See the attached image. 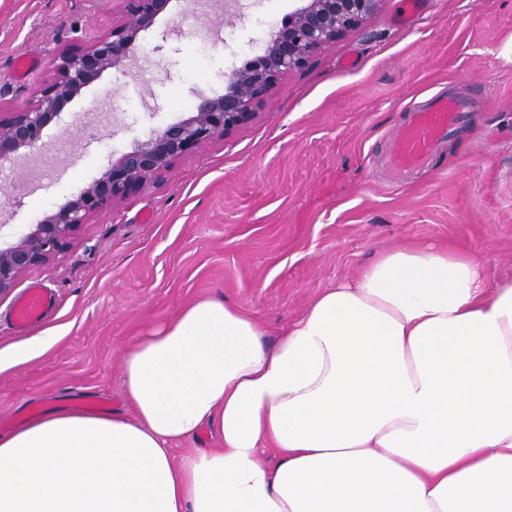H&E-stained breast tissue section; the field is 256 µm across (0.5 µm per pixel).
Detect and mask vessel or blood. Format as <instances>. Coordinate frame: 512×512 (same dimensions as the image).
<instances>
[{"label":"vessel or blood","instance_id":"1","mask_svg":"<svg viewBox=\"0 0 512 512\" xmlns=\"http://www.w3.org/2000/svg\"><path fill=\"white\" fill-rule=\"evenodd\" d=\"M468 119L467 107L456 98L436 94L411 107L390 147L385 166L392 184H400L404 175L426 165L437 148ZM55 293L34 284L17 299L12 326L19 335L28 334L56 308Z\"/></svg>","mask_w":512,"mask_h":512}]
</instances>
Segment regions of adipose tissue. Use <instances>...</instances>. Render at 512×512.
I'll return each instance as SVG.
<instances>
[{
    "instance_id": "adipose-tissue-1",
    "label": "adipose tissue",
    "mask_w": 512,
    "mask_h": 512,
    "mask_svg": "<svg viewBox=\"0 0 512 512\" xmlns=\"http://www.w3.org/2000/svg\"><path fill=\"white\" fill-rule=\"evenodd\" d=\"M266 334L205 297L127 342L128 411L0 434V512H512V278L397 247Z\"/></svg>"
}]
</instances>
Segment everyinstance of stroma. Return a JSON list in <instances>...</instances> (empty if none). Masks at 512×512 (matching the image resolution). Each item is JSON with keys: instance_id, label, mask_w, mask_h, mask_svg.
<instances>
[{"instance_id": "obj_1", "label": "stroma", "mask_w": 512, "mask_h": 512, "mask_svg": "<svg viewBox=\"0 0 512 512\" xmlns=\"http://www.w3.org/2000/svg\"><path fill=\"white\" fill-rule=\"evenodd\" d=\"M296 0H240L239 20L181 16L169 0L140 34L129 73L107 72L50 123L29 170L0 169V224H33L150 131L186 117L195 93L262 54L254 17L281 25ZM382 0L362 26L286 77L256 116L185 156L162 182L98 212L59 256L18 283L56 293L54 316L14 334L0 299V422L46 397L124 409L123 345L202 297L254 313L269 339L324 288L381 251L461 243L490 280L512 276V0H422L407 26ZM118 0H0V103L25 104L62 51L111 31ZM212 25H205V18ZM356 69L342 67L345 54ZM468 99L473 123L403 186L376 162L427 94Z\"/></svg>"}]
</instances>
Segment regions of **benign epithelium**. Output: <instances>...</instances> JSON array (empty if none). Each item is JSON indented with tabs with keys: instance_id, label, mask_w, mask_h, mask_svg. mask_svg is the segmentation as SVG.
<instances>
[{
	"instance_id": "obj_1",
	"label": "benign epithelium",
	"mask_w": 512,
	"mask_h": 512,
	"mask_svg": "<svg viewBox=\"0 0 512 512\" xmlns=\"http://www.w3.org/2000/svg\"><path fill=\"white\" fill-rule=\"evenodd\" d=\"M120 0V20L80 52H63L51 83L23 106L0 110V168L14 165L43 143L47 126L61 118L65 105L105 72L124 67L139 50V35L149 29L161 2ZM288 23L274 32L256 63L225 76L224 93L198 95L189 116L151 133L112 160L76 196L35 224L0 234V298L9 295L31 268L54 259L92 216L122 201L134 188L164 180L187 153L201 150L235 131L278 78L297 71L322 49L376 13L382 0H299Z\"/></svg>"
}]
</instances>
